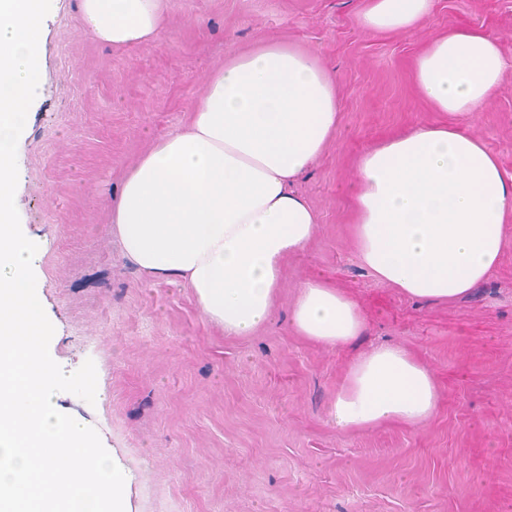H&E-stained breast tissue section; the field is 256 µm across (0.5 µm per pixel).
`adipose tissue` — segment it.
<instances>
[{
	"label": "adipose tissue",
	"mask_w": 512,
	"mask_h": 512,
	"mask_svg": "<svg viewBox=\"0 0 512 512\" xmlns=\"http://www.w3.org/2000/svg\"><path fill=\"white\" fill-rule=\"evenodd\" d=\"M433 0H368L371 31H409ZM164 0H80L84 29L125 48L153 41ZM505 60L478 29L438 33L414 62L435 111L475 112L492 98ZM335 77L318 57L269 41L226 52L187 124L156 139L128 169L112 222L145 274L192 289L225 335L247 336L272 314L282 263L313 241L319 216L294 191L335 137ZM352 242L378 281L431 302L465 297L497 269L512 216V173L479 138L437 122L413 126L358 155ZM290 327L339 347L361 334L358 305L324 280L304 282ZM439 394L430 368L381 346L349 364L330 402L337 429L427 423Z\"/></svg>",
	"instance_id": "obj_1"
}]
</instances>
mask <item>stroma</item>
Returning a JSON list of instances; mask_svg holds the SVG:
<instances>
[{
    "label": "stroma",
    "instance_id": "stroma-1",
    "mask_svg": "<svg viewBox=\"0 0 512 512\" xmlns=\"http://www.w3.org/2000/svg\"><path fill=\"white\" fill-rule=\"evenodd\" d=\"M365 0H167L155 41L115 49L51 0L44 78L17 146L16 207L38 246L34 273L65 372L93 360L94 403L57 404L93 427L126 479L127 512H512V227L493 277L454 302L376 282L354 255L349 205L359 153L441 121L412 64L439 32L478 27L508 67L481 111L451 124L512 172V0H434L407 32L373 33ZM282 40L336 77L339 131L294 189L317 211L314 241L284 263L277 307L228 336L190 289L150 281L112 224L122 176L183 125L231 49ZM323 279L360 307L362 334L326 347L297 336L300 285ZM381 345L432 369L440 401L422 426L336 429L329 402L347 366Z\"/></svg>",
    "mask_w": 512,
    "mask_h": 512
}]
</instances>
